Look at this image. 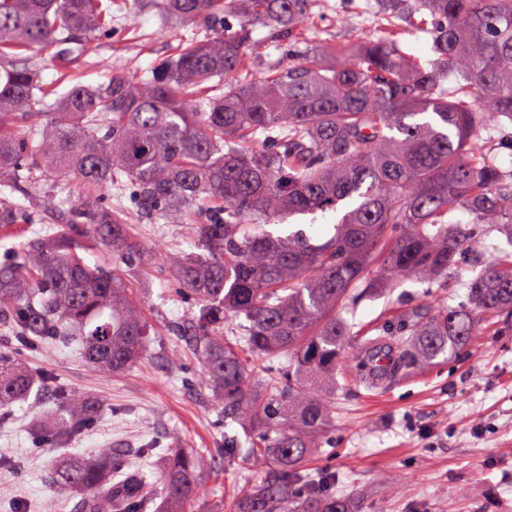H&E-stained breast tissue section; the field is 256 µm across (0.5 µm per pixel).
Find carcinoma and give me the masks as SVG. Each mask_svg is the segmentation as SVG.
Instances as JSON below:
<instances>
[{
  "label": "carcinoma",
  "instance_id": "carcinoma-1",
  "mask_svg": "<svg viewBox=\"0 0 512 512\" xmlns=\"http://www.w3.org/2000/svg\"><path fill=\"white\" fill-rule=\"evenodd\" d=\"M191 24L177 52L142 72L47 90L31 51L68 71L112 26V0H0V231L37 222L24 188L46 183L43 208L62 231L25 241L0 263V416L43 390L55 408L33 428L39 448H62L96 422L103 401L32 372L19 352L76 340L86 363L125 369L149 328L120 270L91 267L76 238L141 263L146 248L94 196L133 193L153 223L188 224L198 252L171 260L173 291L192 301L179 338L202 358L199 385L215 393L224 462L247 457L259 483L232 487L233 512H352L327 491L329 473L304 472L327 445L336 376L358 341L356 376L382 387L469 352L483 326L512 317V169L477 141L512 142V0H375L374 41L306 44L323 0H163ZM265 47L284 56L261 64ZM424 35L426 61L400 36ZM453 78L455 87H444ZM85 189L69 194V182ZM338 214L313 241L277 226ZM461 213L466 219L452 220ZM501 239L482 257L478 232ZM469 273L462 279V271ZM407 281L426 285L394 321L368 328L359 307ZM467 289L452 306L432 288ZM235 322L234 329L225 324ZM391 352L384 375L368 362ZM277 361L257 382L250 355ZM237 424L243 434L226 428ZM164 466L147 473L120 448L55 457L51 484L80 495L75 512H194L209 459L183 448L142 449Z\"/></svg>",
  "mask_w": 512,
  "mask_h": 512
}]
</instances>
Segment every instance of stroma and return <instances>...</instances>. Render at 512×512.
Masks as SVG:
<instances>
[{"mask_svg": "<svg viewBox=\"0 0 512 512\" xmlns=\"http://www.w3.org/2000/svg\"><path fill=\"white\" fill-rule=\"evenodd\" d=\"M112 12L111 30L73 68L83 82L105 81L110 72L130 66L150 70L187 31L132 0H113ZM376 30L372 17L353 18L348 28L315 19L305 37L313 44L332 35L368 41ZM98 196L143 246H163L161 254L123 272L126 288L152 327L147 353L122 372L89 367L73 347L47 346L24 352L22 359L105 404L67 453L138 448L159 438L219 456L223 436L214 426L209 392L195 382L201 361L170 331L189 315L188 304L170 295L169 260L195 252L190 229L142 219L129 200H117L114 190L100 189ZM347 389L336 401L328 451L310 455L306 471H331L336 493L364 494L376 512H512V327L500 335L486 331L476 337L470 355L438 359L389 386L368 390L352 381ZM44 410L42 402L30 399L16 403L0 421V454L18 463L14 470H0V503L34 505L49 493L51 456L34 450L31 442V426ZM262 476L247 459L204 473L197 512H232L227 486L256 483Z\"/></svg>", "mask_w": 512, "mask_h": 512, "instance_id": "obj_1", "label": "stroma"}]
</instances>
